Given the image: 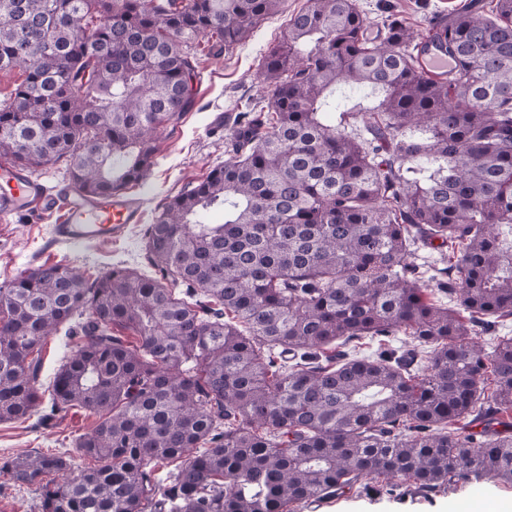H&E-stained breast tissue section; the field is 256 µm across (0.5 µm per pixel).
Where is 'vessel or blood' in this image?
Segmentation results:
<instances>
[{
	"instance_id": "obj_1",
	"label": "vessel or blood",
	"mask_w": 512,
	"mask_h": 512,
	"mask_svg": "<svg viewBox=\"0 0 512 512\" xmlns=\"http://www.w3.org/2000/svg\"><path fill=\"white\" fill-rule=\"evenodd\" d=\"M419 66L433 77L452 73L454 64L433 47L418 46ZM62 206L53 231L62 242L94 241L119 237L140 220V208L131 196L116 191L106 200L90 197L78 188L57 192L55 187L14 163H0V219L19 213L46 211Z\"/></svg>"
}]
</instances>
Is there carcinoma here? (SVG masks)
I'll return each mask as SVG.
<instances>
[{
    "mask_svg": "<svg viewBox=\"0 0 512 512\" xmlns=\"http://www.w3.org/2000/svg\"><path fill=\"white\" fill-rule=\"evenodd\" d=\"M283 2L0 0V70L24 74L0 157L63 160L102 198L145 181L157 131L195 106L199 39L230 50ZM495 12L434 23L457 61L438 80L398 18L372 37L355 0H308L261 59L268 109L240 113L229 157L158 207L155 275L53 263L0 287V421L99 416L75 448L95 465L0 466L40 486L41 512H288L363 477L388 495L512 481V431L494 428L512 420V337L475 341L512 316V0ZM418 240L447 269L408 261ZM63 327L81 343L44 392ZM365 338L373 356L344 350ZM470 416L481 431L455 427ZM65 351L66 349L63 346V342L57 337H49L44 344L42 350L43 371L40 376V381L43 383L44 387L48 385L49 378L59 364Z\"/></svg>",
    "mask_w": 512,
    "mask_h": 512,
    "instance_id": "carcinoma-1",
    "label": "carcinoma"
}]
</instances>
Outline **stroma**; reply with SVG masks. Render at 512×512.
<instances>
[{"label": "stroma", "instance_id": "1", "mask_svg": "<svg viewBox=\"0 0 512 512\" xmlns=\"http://www.w3.org/2000/svg\"><path fill=\"white\" fill-rule=\"evenodd\" d=\"M306 2L285 0L278 13L262 21L244 43L230 51L214 56L199 53L194 110L185 113L178 124L161 129L149 178L129 189L130 196L140 204V223L130 225L122 237L112 242L65 244L54 236L53 218L23 213L0 221V286L8 285L25 269L45 262L67 263L92 277L117 264L150 273L145 231L157 206L166 196L205 178L214 166L227 159L238 113L267 106L268 88L260 71V59ZM388 2L398 18L421 39L428 32L431 17L460 8L465 0ZM219 112L224 115V128L220 131L213 127ZM97 421V416L80 408L58 412L45 422L36 414L0 421V462L35 452L73 454L76 438L89 433ZM376 487V482L367 478L334 499L298 506L294 512H499L502 506L512 505V482L498 478L477 486H458L434 496L421 494L409 501L377 493ZM0 512H40L37 486L0 474Z\"/></svg>", "mask_w": 512, "mask_h": 512}]
</instances>
